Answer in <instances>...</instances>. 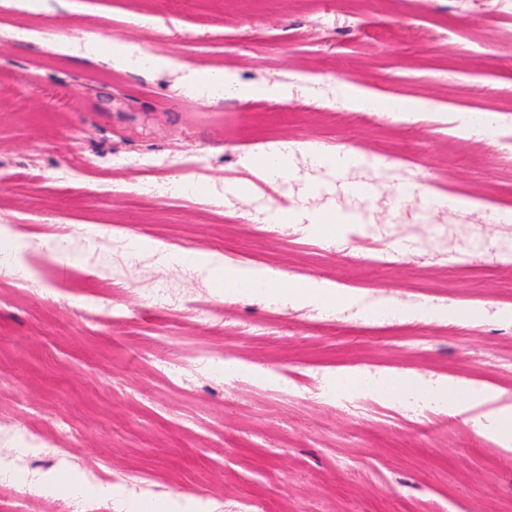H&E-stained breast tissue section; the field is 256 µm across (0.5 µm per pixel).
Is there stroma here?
Listing matches in <instances>:
<instances>
[{
	"label": "stroma",
	"mask_w": 512,
	"mask_h": 512,
	"mask_svg": "<svg viewBox=\"0 0 512 512\" xmlns=\"http://www.w3.org/2000/svg\"><path fill=\"white\" fill-rule=\"evenodd\" d=\"M0 0V225L23 270L0 267V512L134 502L200 512H512V450L493 426L512 405V145L487 151L456 116L512 127V0ZM106 39L101 52L85 35ZM141 52L113 63L110 42ZM175 60L158 69L153 58ZM235 91L206 86L215 70ZM254 89L244 98L239 88ZM362 89L416 108L413 121L344 100ZM293 147L292 175L248 165ZM306 152H298V145ZM366 164L319 166L311 148ZM354 184L372 186L368 198ZM420 184L478 200L453 213ZM248 198L236 195L240 186ZM287 207V219L277 218ZM359 215L341 238L316 214ZM155 240L184 257L133 249ZM322 278L355 297L297 309L228 299L187 256ZM205 299L212 317L183 313ZM113 317L89 323L95 305ZM484 308L466 330L373 320L391 304ZM241 370L226 376L224 363ZM356 370L453 376L492 396L467 419L409 400L350 411L333 393ZM142 474L105 498L97 486ZM85 479L55 494L42 475Z\"/></svg>",
	"instance_id": "35a3bbf8"
}]
</instances>
